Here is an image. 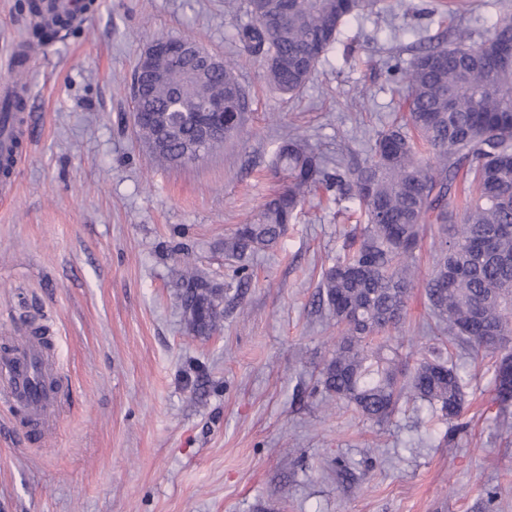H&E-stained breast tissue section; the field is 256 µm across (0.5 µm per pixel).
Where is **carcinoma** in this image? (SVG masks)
<instances>
[{
	"label": "carcinoma",
	"instance_id": "carcinoma-1",
	"mask_svg": "<svg viewBox=\"0 0 512 512\" xmlns=\"http://www.w3.org/2000/svg\"><path fill=\"white\" fill-rule=\"evenodd\" d=\"M371 0H249L250 21L237 40L265 63L277 90L300 92L342 24ZM32 34L47 43L65 19H44L42 0H30ZM512 42V14L496 22L479 43L460 32L449 45L426 47L405 70V115L377 133L363 164L329 171L321 154L298 137L283 141L274 161L280 187L235 232L224 238V260L243 284L247 259L274 248L313 188L336 191V201L356 199L359 236L323 271L319 294L342 326L334 352L321 370L325 392L347 408L388 421L412 397L442 419H456L465 403L466 381L437 356L410 362L403 337L390 336L406 314L424 226L444 234L441 255L427 281L426 298L436 324L467 345L473 359L491 356L497 401H512L501 374L512 362V68L493 65L499 47ZM190 75L172 66L167 79L131 91L134 110L147 118L137 134L160 164L181 165L244 131L248 97L235 64L213 70L203 63ZM224 97V132L204 143L193 122L197 105ZM470 183L460 221L448 211L458 180ZM494 235L492 251L472 243ZM182 305L189 330L206 336L224 320V288L206 273L187 268ZM352 305L346 315L342 305ZM498 337L491 348L488 338Z\"/></svg>",
	"mask_w": 512,
	"mask_h": 512
}]
</instances>
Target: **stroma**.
I'll list each match as a JSON object with an SVG mask.
<instances>
[{"label":"stroma","mask_w":512,"mask_h":512,"mask_svg":"<svg viewBox=\"0 0 512 512\" xmlns=\"http://www.w3.org/2000/svg\"><path fill=\"white\" fill-rule=\"evenodd\" d=\"M378 0L350 17L305 88L271 87L236 31L248 0H98L33 62L13 57L28 0H0V84L28 88L24 158L0 201V349L44 336L66 394L57 432L0 409V512H512V406L490 360L431 329L422 284L401 334L438 348L467 383L458 424L427 403L379 423L327 410L319 371L339 330L317 302L324 268L356 234L359 204L313 190L241 288L222 243L275 187L284 139L328 166L364 162L400 114L421 45L492 31L512 0ZM236 60L245 130L181 167L153 164L130 87L155 37ZM224 286V321L191 333L185 265Z\"/></svg>","instance_id":"35a3bbf8"}]
</instances>
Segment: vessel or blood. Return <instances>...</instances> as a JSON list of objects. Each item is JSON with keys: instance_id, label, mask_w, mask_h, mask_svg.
<instances>
[{"instance_id": "vessel-or-blood-1", "label": "vessel or blood", "mask_w": 512, "mask_h": 512, "mask_svg": "<svg viewBox=\"0 0 512 512\" xmlns=\"http://www.w3.org/2000/svg\"><path fill=\"white\" fill-rule=\"evenodd\" d=\"M23 118L9 113L0 120V158L6 161L7 173L0 175V195L9 196L12 172L22 159ZM55 369L46 358L38 340L18 344L16 350L0 354V406L7 410H24L34 435H52L59 421L58 393L51 383Z\"/></svg>"}]
</instances>
